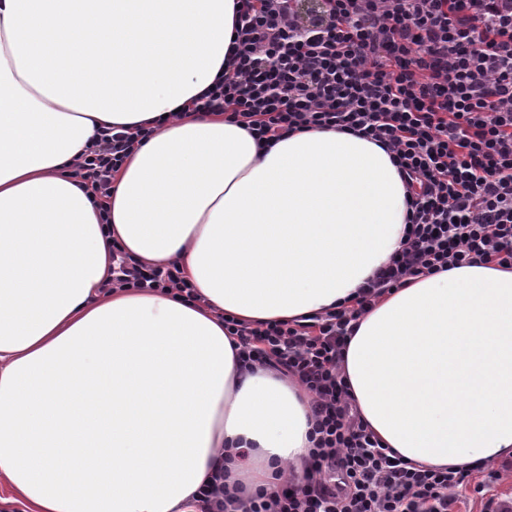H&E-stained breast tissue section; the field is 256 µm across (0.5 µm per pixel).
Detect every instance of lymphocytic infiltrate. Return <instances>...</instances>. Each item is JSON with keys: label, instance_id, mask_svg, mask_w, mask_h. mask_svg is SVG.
<instances>
[{"label": "lymphocytic infiltrate", "instance_id": "obj_1", "mask_svg": "<svg viewBox=\"0 0 512 512\" xmlns=\"http://www.w3.org/2000/svg\"><path fill=\"white\" fill-rule=\"evenodd\" d=\"M237 0L227 71L189 106L223 112L258 145L336 129L387 151L410 187L400 246L352 305L249 326L235 317L244 364L297 378L311 396L302 473L275 492L204 486L200 512H455L474 470L429 469L384 447L357 415L341 372L360 317L423 273L472 264L512 268V0ZM153 130L113 126L75 173L96 203ZM136 288L197 301L180 267L121 262Z\"/></svg>", "mask_w": 512, "mask_h": 512}]
</instances>
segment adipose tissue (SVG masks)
<instances>
[{
	"instance_id": "ef3b65f1",
	"label": "adipose tissue",
	"mask_w": 512,
	"mask_h": 512,
	"mask_svg": "<svg viewBox=\"0 0 512 512\" xmlns=\"http://www.w3.org/2000/svg\"><path fill=\"white\" fill-rule=\"evenodd\" d=\"M236 0H0V482L25 512H197L299 465L309 397L241 370L224 331L325 311L398 248L407 186L336 130L260 149L186 115L225 66ZM155 123L107 218L72 175L105 126ZM200 296L113 285L118 255ZM342 371L386 446L426 467L512 461V268L419 275L364 315Z\"/></svg>"
}]
</instances>
